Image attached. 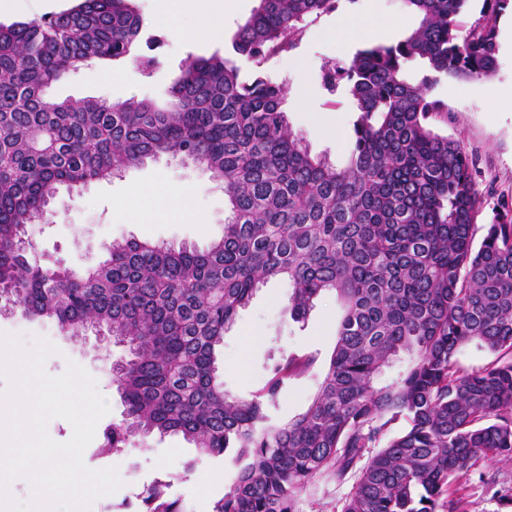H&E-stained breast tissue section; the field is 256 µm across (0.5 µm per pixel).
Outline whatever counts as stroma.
<instances>
[{
	"label": "stroma",
	"mask_w": 512,
	"mask_h": 512,
	"mask_svg": "<svg viewBox=\"0 0 512 512\" xmlns=\"http://www.w3.org/2000/svg\"><path fill=\"white\" fill-rule=\"evenodd\" d=\"M368 2L337 0L335 11L308 18L294 49L270 59L264 66L272 79L285 85L286 116L293 133L303 139L312 154L325 155L337 165L344 164L348 157L356 114L347 96L332 95L324 89L321 70L326 64L342 61L330 35L337 13L363 11ZM135 3L152 20L151 34L161 40L155 50L158 65L152 73L144 74L132 62L125 61L115 66L120 81L111 83L99 78L97 68H84L67 81L55 84L53 96L115 101L136 96L161 104L167 100L168 89L187 57L223 52V40L210 39L202 32L178 39L157 25L156 19L165 7L163 0ZM511 88L512 56L501 53L492 76L482 80L445 79L432 91L433 97L446 105L445 112L431 118L432 129L462 141L474 162L483 197L478 217L482 224L491 220L500 205L512 206V112L498 105L500 92ZM300 100L305 101L306 111H297ZM156 187L187 199V212L166 220L130 219L124 209L126 201L138 200L143 210H152V190ZM224 215V191L202 166L161 154L145 159L121 176L92 183L81 193L60 190L51 214L30 225L28 237L41 263L88 266L103 260L106 246L116 239L134 237L167 245L206 247L222 235ZM288 293L287 281H270L240 310L234 325L225 333L219 366L224 388L230 394L246 398L260 387L270 350L329 357L340 315L334 295L323 296L301 325L288 315ZM0 333L27 339L40 336L54 344L56 353L45 361L49 375L62 374L67 362L72 361L95 379L110 410L98 422L83 460L92 469L114 466L115 457L102 451L103 432L123 417L124 404L112 384L111 366L113 360L124 356V348L106 345L93 335L68 338L55 323L30 318L19 309L0 314ZM321 380L322 375L316 370L290 384L274 414L276 421L284 423L304 412ZM118 458L122 460L117 468L122 485L115 493L96 499L91 512H140L141 493L169 473L175 476L169 495L179 500L183 512H211L214 501L223 496L237 475L230 457L199 458L196 448L179 435L134 438ZM190 461L196 472L183 476ZM201 470L208 474L203 482L197 477ZM353 483L350 477L336 481L329 473L316 477L299 494L296 512H341ZM451 497L457 504L456 512H512V459L477 461L454 483Z\"/></svg>",
	"instance_id": "stroma-1"
}]
</instances>
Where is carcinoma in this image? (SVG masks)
Wrapping results in <instances>:
<instances>
[{
  "label": "carcinoma",
  "instance_id": "obj_1",
  "mask_svg": "<svg viewBox=\"0 0 512 512\" xmlns=\"http://www.w3.org/2000/svg\"><path fill=\"white\" fill-rule=\"evenodd\" d=\"M511 1L484 0L470 23L471 0H404L417 24L403 39L324 67L325 89L358 112L342 167L292 132L282 84L245 79L239 65L258 70L293 48L306 19L336 0H258L224 54L185 61L164 106L48 96L99 61L151 72L149 21L132 0H81L0 25V308L128 348L113 366L124 418L104 431L102 451L158 433L232 456L237 479L212 512H296L315 477L351 472L341 512H453L456 478L482 457L512 456V210L477 224L472 160L429 125L447 111L430 96L442 79L494 73L496 23ZM411 63L424 68L418 82ZM160 154L203 165L224 188V234L207 249L115 240L80 271L29 259L26 228L60 187L79 193ZM274 278L288 280L295 323L336 297L335 347L327 362L272 355L263 384L234 397L219 375L224 333ZM473 341L496 359L463 370L456 355ZM400 355L406 370L381 384ZM316 368L323 380L307 410L275 422L283 389ZM167 487L146 488L141 512H182Z\"/></svg>",
  "mask_w": 512,
  "mask_h": 512
}]
</instances>
